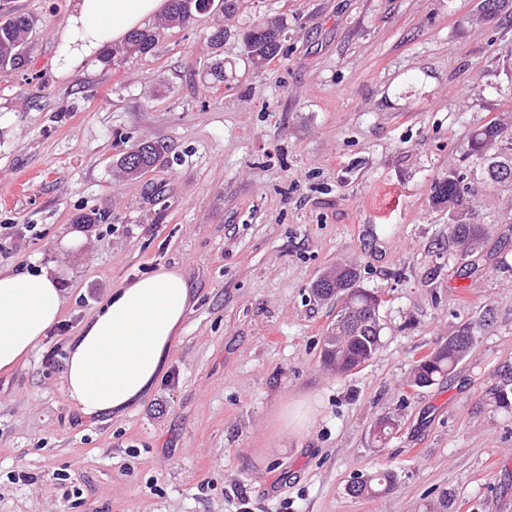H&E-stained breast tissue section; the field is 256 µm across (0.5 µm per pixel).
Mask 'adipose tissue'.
Here are the masks:
<instances>
[{"instance_id": "obj_1", "label": "adipose tissue", "mask_w": 512, "mask_h": 512, "mask_svg": "<svg viewBox=\"0 0 512 512\" xmlns=\"http://www.w3.org/2000/svg\"><path fill=\"white\" fill-rule=\"evenodd\" d=\"M167 0H70L57 62L68 73L163 13ZM191 288L160 267L113 290L70 342L66 391L88 417L124 415L154 386L179 336ZM65 298L56 279L0 269V373L13 370L57 322Z\"/></svg>"}]
</instances>
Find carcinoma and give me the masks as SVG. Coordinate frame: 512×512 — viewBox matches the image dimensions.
<instances>
[{
	"instance_id": "carcinoma-1",
	"label": "carcinoma",
	"mask_w": 512,
	"mask_h": 512,
	"mask_svg": "<svg viewBox=\"0 0 512 512\" xmlns=\"http://www.w3.org/2000/svg\"><path fill=\"white\" fill-rule=\"evenodd\" d=\"M204 0H169L168 10L155 24L133 32L123 46L107 51L115 57H139L154 51L161 32L180 27L204 14ZM479 7L486 15L497 16L512 10V0H480ZM38 19L10 9L8 17L0 20V69L18 70L25 66L28 50ZM284 26L278 20H260L241 34L243 51L250 62L261 67L277 57L282 50ZM168 146L159 140H139L117 161L124 174L134 179L143 172L158 167L165 159ZM466 157L484 174L489 185L512 183V133L504 126L489 123L474 131L468 142ZM472 188L463 185L460 174L450 169L433 190V206L448 210L449 240L461 256L472 255L485 242L486 229L470 222ZM356 267L338 264L320 276L313 284V294L320 300H336L341 307L336 319L327 329L321 348V362L331 371L348 373L369 362L382 344V325L379 309L382 299L358 285ZM474 340V330L461 325L448 341L420 359L415 365L410 384L427 388L440 383L465 357ZM398 427L389 417L378 419L374 426L376 440L383 441ZM395 483L389 470H378L356 478L348 486L355 497H376L388 493Z\"/></svg>"
}]
</instances>
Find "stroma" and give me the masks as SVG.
Here are the masks:
<instances>
[{"label":"stroma","instance_id":"1","mask_svg":"<svg viewBox=\"0 0 512 512\" xmlns=\"http://www.w3.org/2000/svg\"><path fill=\"white\" fill-rule=\"evenodd\" d=\"M478 3L240 0L219 54L203 15L151 55L62 73L68 0H12L40 24L26 65L0 71V266L53 269L68 302L0 373V512H425L443 494L448 512H512V411L495 403L512 391V188L464 158L474 130L512 124V16ZM261 18L285 39L258 68L240 35ZM143 138L169 145L164 163L121 176ZM451 168L489 228L464 259L431 204ZM91 210L108 221L75 223ZM342 262L381 297L383 343L338 374L320 352L339 306L311 288ZM162 266L193 290L163 375L124 416L84 417L70 340ZM465 323L455 371L411 386ZM297 401L293 433L282 410ZM384 416L399 428L380 446ZM381 468L388 494H348Z\"/></svg>","mask_w":512,"mask_h":512}]
</instances>
